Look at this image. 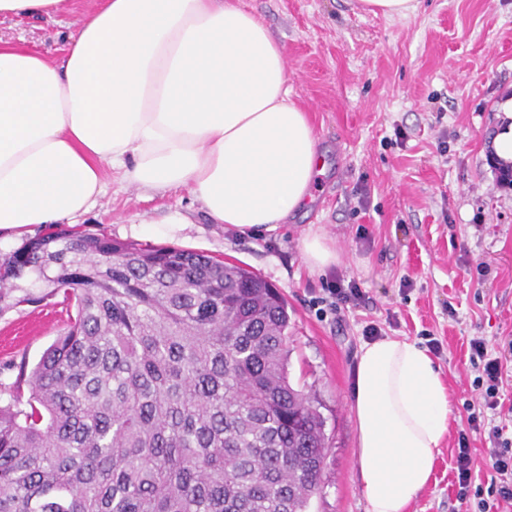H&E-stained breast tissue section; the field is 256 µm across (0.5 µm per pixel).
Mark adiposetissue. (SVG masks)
I'll list each match as a JSON object with an SVG mask.
<instances>
[{"label": "adipose tissue", "mask_w": 512, "mask_h": 512, "mask_svg": "<svg viewBox=\"0 0 512 512\" xmlns=\"http://www.w3.org/2000/svg\"><path fill=\"white\" fill-rule=\"evenodd\" d=\"M323 170L285 47L238 0H101L59 56L0 39L2 231L74 220L110 171L190 188L238 234L272 232ZM354 414L366 512H407L448 429L439 367L406 340L364 343Z\"/></svg>", "instance_id": "obj_1"}]
</instances>
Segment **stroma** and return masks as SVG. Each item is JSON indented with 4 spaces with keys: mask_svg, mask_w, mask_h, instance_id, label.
Returning a JSON list of instances; mask_svg holds the SVG:
<instances>
[{
    "mask_svg": "<svg viewBox=\"0 0 512 512\" xmlns=\"http://www.w3.org/2000/svg\"><path fill=\"white\" fill-rule=\"evenodd\" d=\"M97 0H67L56 20L0 18V38L59 48ZM285 44L293 100L309 114L327 170L307 207L276 231L239 235L212 223L189 189L154 192L117 180L76 228L120 241L199 251L254 270L288 302L289 377L316 395L329 449L309 512H366L357 479L354 378L363 330L426 347L449 394L448 430L429 483L408 512H476L459 501V431L475 392L469 341L512 336V187L491 140L512 98V0H419L405 18L354 10L350 0H241ZM186 221L168 223L173 213ZM324 232L340 261L306 267L302 236ZM366 297L330 310L327 281ZM0 303V385L14 362L36 364L68 326L60 298Z\"/></svg>",
    "mask_w": 512,
    "mask_h": 512,
    "instance_id": "35a3bbf8",
    "label": "stroma"
}]
</instances>
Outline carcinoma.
Here are the masks:
<instances>
[{"label":"carcinoma","mask_w":512,"mask_h":512,"mask_svg":"<svg viewBox=\"0 0 512 512\" xmlns=\"http://www.w3.org/2000/svg\"><path fill=\"white\" fill-rule=\"evenodd\" d=\"M38 286L75 314L0 399V512H309L324 420L261 275L56 228L0 263L1 303Z\"/></svg>","instance_id":"obj_1"}]
</instances>
